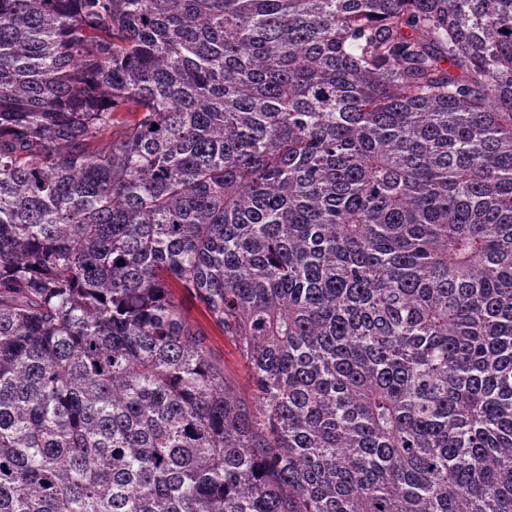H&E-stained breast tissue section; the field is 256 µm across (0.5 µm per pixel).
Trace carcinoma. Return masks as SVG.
<instances>
[{
  "label": "carcinoma",
  "instance_id": "1",
  "mask_svg": "<svg viewBox=\"0 0 512 512\" xmlns=\"http://www.w3.org/2000/svg\"><path fill=\"white\" fill-rule=\"evenodd\" d=\"M0 512H512V0H0ZM170 293L180 304L188 322L205 336L215 359L224 364V376L238 396L251 401L249 370L231 342L224 338V333L209 320L204 310L195 299L175 282H170Z\"/></svg>",
  "mask_w": 512,
  "mask_h": 512
}]
</instances>
